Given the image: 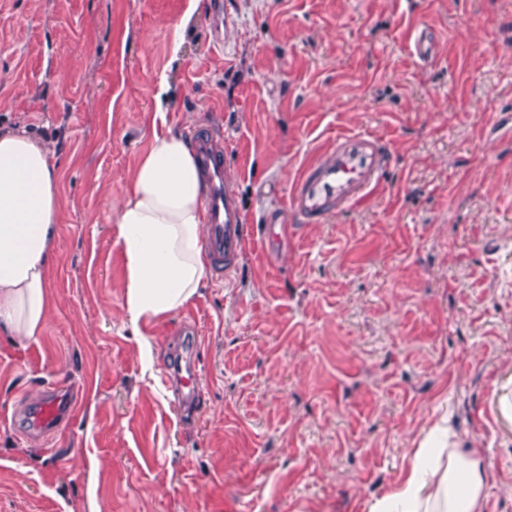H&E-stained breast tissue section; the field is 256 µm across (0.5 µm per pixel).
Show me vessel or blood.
Wrapping results in <instances>:
<instances>
[{"instance_id":"obj_1","label":"vessel or blood","mask_w":512,"mask_h":512,"mask_svg":"<svg viewBox=\"0 0 512 512\" xmlns=\"http://www.w3.org/2000/svg\"><path fill=\"white\" fill-rule=\"evenodd\" d=\"M194 147L206 171V245L217 268L227 271L236 268L253 242L287 238V225H248L237 189L226 174L227 155L221 130L209 128L200 132ZM391 163L389 147L377 135L338 134L330 149L320 152L300 169L289 186L286 206L299 223H326L349 212L379 188ZM175 366L182 400L195 402L197 344L186 345L178 353ZM74 414L68 391L57 387L33 408L30 425L32 429L53 433Z\"/></svg>"}]
</instances>
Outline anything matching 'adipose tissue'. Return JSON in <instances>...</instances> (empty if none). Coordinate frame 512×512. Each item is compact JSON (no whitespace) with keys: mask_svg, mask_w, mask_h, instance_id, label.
I'll return each instance as SVG.
<instances>
[{"mask_svg":"<svg viewBox=\"0 0 512 512\" xmlns=\"http://www.w3.org/2000/svg\"><path fill=\"white\" fill-rule=\"evenodd\" d=\"M204 172L189 137L154 132L116 211L125 260L124 304L153 322L187 305L210 274L202 248ZM64 202L51 150L26 133L0 132V335H41L48 311L46 270ZM435 438L415 451L404 480L373 512H487L480 461L449 442L438 481L428 480Z\"/></svg>","mask_w":512,"mask_h":512,"instance_id":"ef3b65f1","label":"adipose tissue"}]
</instances>
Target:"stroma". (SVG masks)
<instances>
[{
  "label": "stroma",
  "instance_id": "stroma-1",
  "mask_svg": "<svg viewBox=\"0 0 512 512\" xmlns=\"http://www.w3.org/2000/svg\"><path fill=\"white\" fill-rule=\"evenodd\" d=\"M226 2L223 46L205 8L176 49L187 0H0V130L53 145L65 201L43 332L0 336V512H370L445 419L512 512V141L486 138L512 112V0ZM163 82L177 128L223 130L248 216L294 224L288 184L338 133L395 162L276 262L253 245L132 322L114 221ZM186 326L189 413L162 377ZM55 384L76 415L45 441L26 416Z\"/></svg>",
  "mask_w": 512,
  "mask_h": 512
}]
</instances>
